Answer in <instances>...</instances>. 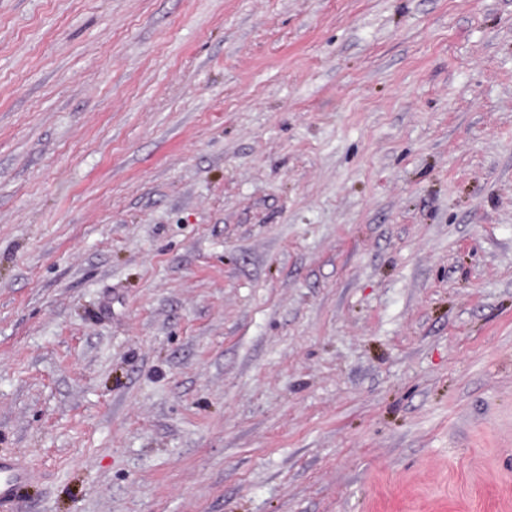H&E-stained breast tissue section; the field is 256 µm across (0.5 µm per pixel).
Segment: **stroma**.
<instances>
[{
	"instance_id": "obj_1",
	"label": "stroma",
	"mask_w": 512,
	"mask_h": 512,
	"mask_svg": "<svg viewBox=\"0 0 512 512\" xmlns=\"http://www.w3.org/2000/svg\"><path fill=\"white\" fill-rule=\"evenodd\" d=\"M17 512H512V0H0Z\"/></svg>"
}]
</instances>
